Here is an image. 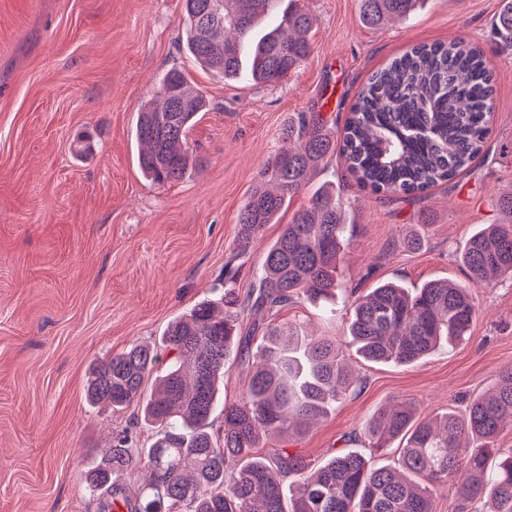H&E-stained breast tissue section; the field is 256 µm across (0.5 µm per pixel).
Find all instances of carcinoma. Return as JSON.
I'll use <instances>...</instances> for the list:
<instances>
[{
    "instance_id": "cac0c4a2",
    "label": "carcinoma",
    "mask_w": 512,
    "mask_h": 512,
    "mask_svg": "<svg viewBox=\"0 0 512 512\" xmlns=\"http://www.w3.org/2000/svg\"><path fill=\"white\" fill-rule=\"evenodd\" d=\"M366 27L405 19L420 0H358ZM186 49L226 80L275 85L310 56L313 15L300 0H183ZM497 45L512 50V6L499 12ZM493 74L485 55L461 38L421 44L373 73L335 134L319 112H301L281 130V146L257 174L239 213L236 254H247L268 224L326 158L339 155L359 187L415 195L449 182L482 152L493 121ZM208 100L186 74L167 70L160 91L138 113L136 138L143 175L178 181L196 163L188 133ZM502 219L473 233L460 249L469 285L431 280L411 291L375 285L351 304L349 344L371 363H415L442 345L470 337L477 313L472 289L512 279V192L500 197ZM336 192L321 189L297 210L267 248L246 299L228 288L222 304L197 303L166 328L161 346L136 343L97 362L86 397L114 411L138 407L156 430L150 447L128 434L112 440L101 464L82 473L98 494L97 512H435L434 487L458 478L457 512H512V448L496 447L512 426V366L494 391L453 410L421 418L407 401L393 402L363 424L368 447L397 442V462L375 465L359 453L332 456L317 468L283 450L261 455L272 433H304L327 415L354 383L342 347L300 337L284 325L266 327L251 350L239 319L278 311L299 299L336 298L341 254L355 236ZM169 361L157 372L158 350ZM250 368L239 400L222 402L225 367ZM154 378L151 390L145 382ZM223 426L212 431L215 414ZM146 473L130 491L115 475Z\"/></svg>"
}]
</instances>
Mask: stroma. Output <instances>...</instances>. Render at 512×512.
Returning a JSON list of instances; mask_svg holds the SVG:
<instances>
[{"label": "stroma", "mask_w": 512, "mask_h": 512, "mask_svg": "<svg viewBox=\"0 0 512 512\" xmlns=\"http://www.w3.org/2000/svg\"><path fill=\"white\" fill-rule=\"evenodd\" d=\"M508 0H420L405 20L370 29L358 0H305L312 52L275 86L228 82L182 50L181 0H0V512H96L81 480L112 436L132 427L149 447L137 407L112 412L85 398L88 373L132 344L161 342L173 320L225 286L246 295L267 247L318 188H339L357 233L340 264L332 306L306 300L276 324L342 340L351 288L363 277L415 289L465 282L457 253L475 228L497 223L512 191V55L492 41ZM461 37L490 60L494 123L483 154L450 183L420 196L364 190L339 158L324 162L279 223L237 256V216L256 176L301 112L342 130L368 77L419 44ZM205 92L189 132L197 163L157 184L138 164L141 104L168 69ZM91 132L96 149L76 160ZM417 233L419 250L402 247ZM470 339L415 363H370L343 352L357 381L328 416L260 452L288 450L311 466L367 453L362 425L396 400L420 415L463 411L512 365V281L474 289Z\"/></svg>", "instance_id": "1"}]
</instances>
